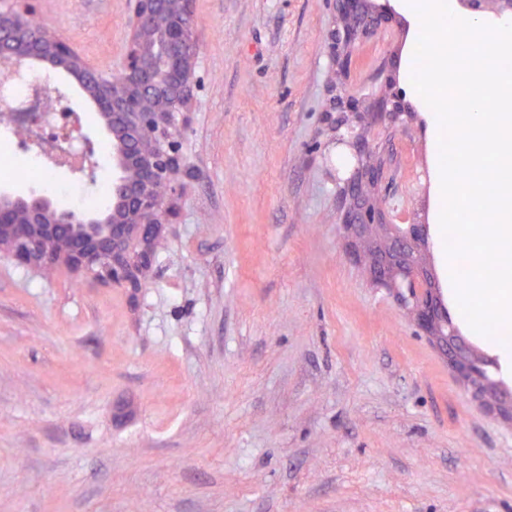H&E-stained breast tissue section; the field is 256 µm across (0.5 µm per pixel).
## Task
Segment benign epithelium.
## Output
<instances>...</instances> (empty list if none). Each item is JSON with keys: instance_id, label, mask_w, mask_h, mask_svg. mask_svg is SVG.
<instances>
[{"instance_id": "obj_1", "label": "benign epithelium", "mask_w": 512, "mask_h": 512, "mask_svg": "<svg viewBox=\"0 0 512 512\" xmlns=\"http://www.w3.org/2000/svg\"><path fill=\"white\" fill-rule=\"evenodd\" d=\"M0 9V78L46 63L83 78L80 87L98 106L112 136V216L96 224L88 214L56 207L46 196L0 192V255L26 267L58 269L137 292L156 248L176 217L185 180L193 176L177 137L176 119L188 126L196 99L198 53L193 0H126L128 30L119 77L89 65L69 43L29 26L40 0H6ZM333 28L326 50L336 70L350 73L358 46L408 21L396 0H331ZM471 14L512 18V0H462ZM391 80L390 92L361 111L336 94L326 112L330 130L352 149L353 166L339 189V221L352 261L377 289L391 294L423 337L448 363L471 397L512 424V389L490 376L495 361L448 318V307L428 259L429 230L399 208L393 190L397 132L416 113ZM90 181L98 170L96 141L80 134Z\"/></svg>"}]
</instances>
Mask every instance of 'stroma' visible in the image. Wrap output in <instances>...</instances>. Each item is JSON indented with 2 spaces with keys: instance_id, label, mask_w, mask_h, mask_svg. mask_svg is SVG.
I'll return each mask as SVG.
<instances>
[{
  "instance_id": "1",
  "label": "stroma",
  "mask_w": 512,
  "mask_h": 512,
  "mask_svg": "<svg viewBox=\"0 0 512 512\" xmlns=\"http://www.w3.org/2000/svg\"><path fill=\"white\" fill-rule=\"evenodd\" d=\"M196 170L137 293L0 258V512H512V425L352 264L324 110L329 0H194ZM119 68L124 0H40ZM417 30L363 47L351 85ZM416 105L399 204L433 224Z\"/></svg>"
}]
</instances>
